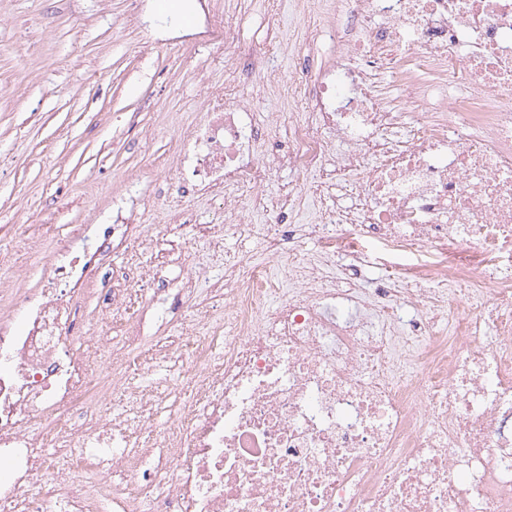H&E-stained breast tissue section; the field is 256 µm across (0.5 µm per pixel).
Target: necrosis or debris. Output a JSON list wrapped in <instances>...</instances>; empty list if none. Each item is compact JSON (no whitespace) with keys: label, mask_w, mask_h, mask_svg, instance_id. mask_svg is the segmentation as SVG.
Returning a JSON list of instances; mask_svg holds the SVG:
<instances>
[{"label":"necrosis or debris","mask_w":512,"mask_h":512,"mask_svg":"<svg viewBox=\"0 0 512 512\" xmlns=\"http://www.w3.org/2000/svg\"><path fill=\"white\" fill-rule=\"evenodd\" d=\"M294 7L316 20L305 41L336 53H293L275 79L296 108L284 143L240 88L287 39L246 45L223 17L202 22L213 54L247 67L175 137L165 185L222 201L223 223L173 211L149 234L133 202L57 242L39 287L10 288L0 512H512V0ZM384 51L397 99L377 91ZM282 168L295 182L263 193ZM311 173L341 203L299 224ZM203 232L258 241L266 259L211 275L186 251ZM151 243L184 275L148 294L150 273L111 258ZM92 297L97 317L78 321ZM111 317L123 340L108 348ZM149 324L184 351L157 346L144 368L189 379L159 427L170 391L126 357Z\"/></svg>","instance_id":"1"}]
</instances>
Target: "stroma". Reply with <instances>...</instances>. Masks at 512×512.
<instances>
[{
  "mask_svg": "<svg viewBox=\"0 0 512 512\" xmlns=\"http://www.w3.org/2000/svg\"><path fill=\"white\" fill-rule=\"evenodd\" d=\"M0 0V311L5 290L38 283L43 253L78 224L110 220L123 173H144L136 195L146 229L175 199L154 195L173 137L199 118L200 76L223 82L236 64L183 52L205 12L224 16L243 43L301 22L292 0ZM138 9L140 24L123 18ZM138 113L129 128L127 116Z\"/></svg>",
  "mask_w": 512,
  "mask_h": 512,
  "instance_id": "1",
  "label": "stroma"
}]
</instances>
